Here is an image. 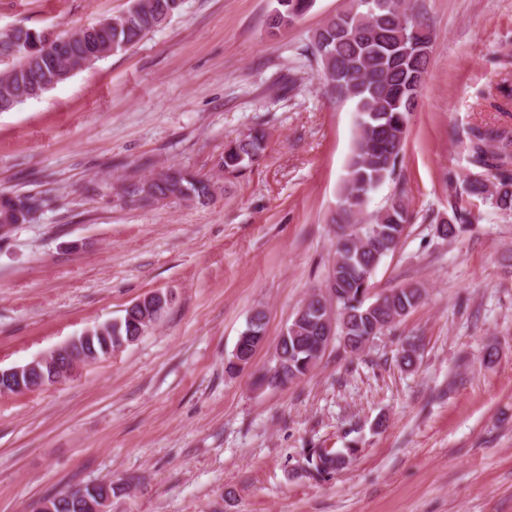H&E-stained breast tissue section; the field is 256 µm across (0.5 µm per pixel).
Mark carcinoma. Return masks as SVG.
I'll list each match as a JSON object with an SVG mask.
<instances>
[{
	"instance_id": "carcinoma-1",
	"label": "carcinoma",
	"mask_w": 512,
	"mask_h": 512,
	"mask_svg": "<svg viewBox=\"0 0 512 512\" xmlns=\"http://www.w3.org/2000/svg\"><path fill=\"white\" fill-rule=\"evenodd\" d=\"M379 10L370 0H350L341 13L329 17L313 34L312 54L321 71L344 69L331 92L354 104L357 115L356 137L352 156L343 180L341 197L356 200L358 210L339 209L332 223L339 229L331 270L335 286L328 289V300L336 302L337 319L349 325V333L358 339L377 337L389 328L395 314L404 317L422 299L419 288H397L385 298V304L371 307L366 298L373 271L383 257L396 250L405 233L408 212L404 199L394 198L370 223L360 221L365 206L362 196L370 195L394 172L406 140L408 110L405 88L409 80L422 83L427 73L426 57L397 60L390 57L385 44L401 40L410 32L408 15L401 0H387ZM271 24L292 18L296 11L311 8L313 0H276ZM181 7L177 0H131L128 10L98 22L102 35L98 43L105 46L102 57L125 50L140 42L161 26ZM71 51L59 58L47 51L42 31L17 28L13 34L0 35V57L9 58L7 69L0 73V100L19 99L29 88L46 83L53 87L66 80V73L87 67L86 45L90 36L83 28L69 32ZM469 162L491 176L494 184L481 178L467 182L470 197L488 195L498 209L512 212V135L502 129L475 126L469 131ZM266 148V133L254 129L230 142L224 149L219 167L227 174L252 165ZM161 195L170 193L177 199L201 202L213 196L215 182L183 168H170L159 174L154 184ZM47 205L38 193L0 195V228L9 224H27ZM452 216L437 229L443 238L455 239L472 223V212L461 205L451 206ZM154 326V320L141 322L137 312H125L118 320L104 322L84 332L86 342L74 348L75 357L90 363L109 355L114 337L138 336ZM266 331V314L256 310L242 332L244 353L255 352ZM317 329L311 323L296 325L280 336L285 379L288 384L306 375L320 358ZM334 451L314 448L306 458L307 467L319 473L340 468L332 459ZM58 504L54 512H86L82 500L54 494Z\"/></svg>"
}]
</instances>
